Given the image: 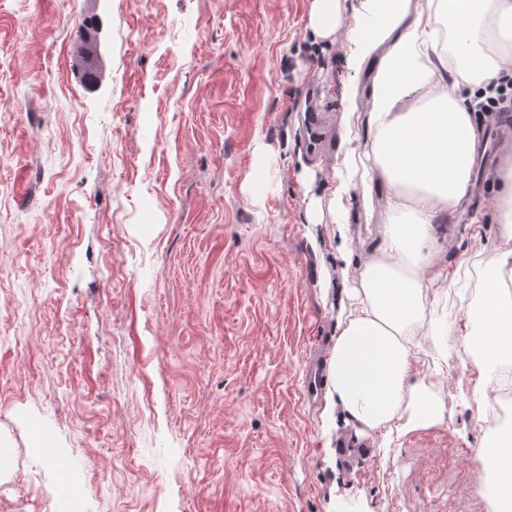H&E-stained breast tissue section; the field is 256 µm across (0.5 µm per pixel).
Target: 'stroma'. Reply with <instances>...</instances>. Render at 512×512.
Returning <instances> with one entry per match:
<instances>
[{"label": "stroma", "mask_w": 512, "mask_h": 512, "mask_svg": "<svg viewBox=\"0 0 512 512\" xmlns=\"http://www.w3.org/2000/svg\"><path fill=\"white\" fill-rule=\"evenodd\" d=\"M311 0H0V512H491L466 348L472 274L504 246L476 161L436 226L415 376L445 422L387 440L307 404L340 272L381 209L333 198L371 75L307 28ZM100 47L95 80L76 50ZM352 146L304 147L306 93ZM265 186L262 198L250 183ZM482 210L486 219L474 227ZM81 475L59 496L60 468Z\"/></svg>", "instance_id": "obj_1"}]
</instances>
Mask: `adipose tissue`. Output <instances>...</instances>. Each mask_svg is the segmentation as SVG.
<instances>
[{"label":"adipose tissue","instance_id":"1","mask_svg":"<svg viewBox=\"0 0 512 512\" xmlns=\"http://www.w3.org/2000/svg\"><path fill=\"white\" fill-rule=\"evenodd\" d=\"M346 0H312L308 27L326 40L342 27ZM350 38L371 59L368 145L361 162L386 187L376 257L347 289L329 360V398L363 431L403 434L443 424L439 383L412 380L411 345L425 319L427 288L440 276L435 229L468 188L485 115L474 92L512 71V0H376ZM495 222L505 249L479 272L480 305L468 341L487 360L512 349V149L490 169ZM479 456L491 476L493 512H512V427Z\"/></svg>","mask_w":512,"mask_h":512}]
</instances>
